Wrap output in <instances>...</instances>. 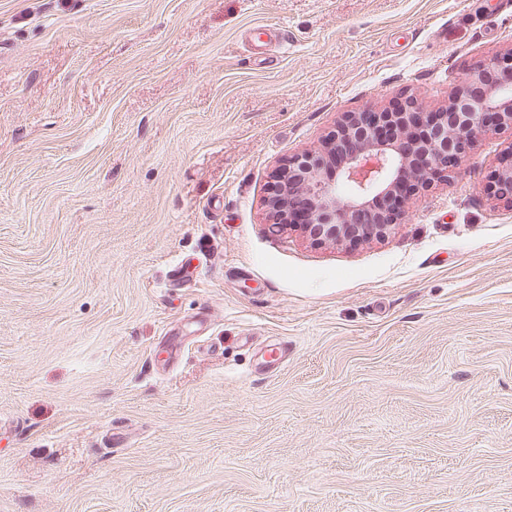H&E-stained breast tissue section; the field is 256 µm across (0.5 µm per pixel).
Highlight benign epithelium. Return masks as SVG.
I'll return each instance as SVG.
<instances>
[{"label":"benign epithelium","instance_id":"benign-epithelium-1","mask_svg":"<svg viewBox=\"0 0 512 512\" xmlns=\"http://www.w3.org/2000/svg\"><path fill=\"white\" fill-rule=\"evenodd\" d=\"M375 123L391 126L397 140L379 139ZM504 127L512 129V49L467 74L441 111L347 113L327 138L329 145L348 144L340 162L326 173V147L306 150L291 159L277 175L284 196L265 199L267 223L279 231H297L316 247L346 246L355 239L383 240L396 219L360 221L374 197L392 190L402 178L418 188L427 185L457 140L473 142ZM407 139L413 140L417 156L401 147ZM496 177L504 186L497 198L512 205V150L500 157ZM293 195L308 202V219L303 224L287 219Z\"/></svg>","mask_w":512,"mask_h":512}]
</instances>
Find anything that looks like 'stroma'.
I'll return each instance as SVG.
<instances>
[{
	"label": "stroma",
	"mask_w": 512,
	"mask_h": 512,
	"mask_svg": "<svg viewBox=\"0 0 512 512\" xmlns=\"http://www.w3.org/2000/svg\"><path fill=\"white\" fill-rule=\"evenodd\" d=\"M510 48L500 0H0V512H512V133L378 243L262 207ZM496 172L505 190L497 192V198L512 206V150L500 157Z\"/></svg>",
	"instance_id": "1"
}]
</instances>
